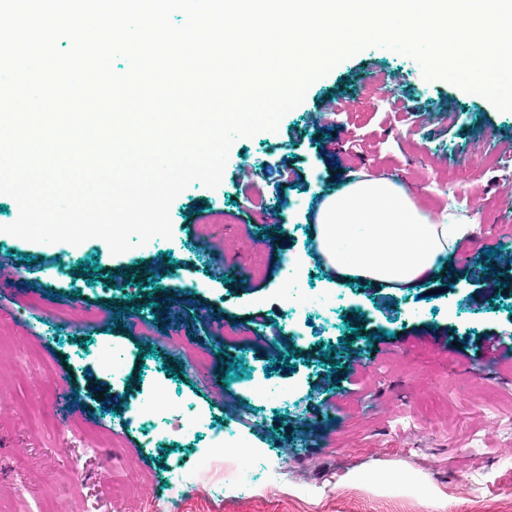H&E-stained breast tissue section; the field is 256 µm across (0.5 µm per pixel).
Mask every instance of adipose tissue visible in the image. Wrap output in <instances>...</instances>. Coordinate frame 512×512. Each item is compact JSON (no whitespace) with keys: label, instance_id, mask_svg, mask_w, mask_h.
I'll list each match as a JSON object with an SVG mask.
<instances>
[{"label":"adipose tissue","instance_id":"ef3b65f1","mask_svg":"<svg viewBox=\"0 0 512 512\" xmlns=\"http://www.w3.org/2000/svg\"><path fill=\"white\" fill-rule=\"evenodd\" d=\"M318 223L319 245L330 265L368 282H417L446 265L465 234L464 225L447 213L430 217L390 182L369 176L329 195Z\"/></svg>","mask_w":512,"mask_h":512}]
</instances>
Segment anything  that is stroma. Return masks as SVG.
<instances>
[{
	"label": "stroma",
	"instance_id": "1",
	"mask_svg": "<svg viewBox=\"0 0 512 512\" xmlns=\"http://www.w3.org/2000/svg\"><path fill=\"white\" fill-rule=\"evenodd\" d=\"M321 113L332 122L316 125ZM283 160L298 181L268 173ZM244 165L256 169L248 185ZM364 174L469 225L451 273L389 287L348 282L326 262L311 243L318 210ZM170 215V239L115 256L99 239L3 233L18 206L0 195V271L15 281L0 297V512H295L299 498L309 512H370L379 499L465 512L472 496L512 501V360L486 342L512 338V293L476 279L491 268L512 285L501 263L512 256V111L372 47L315 81L277 131L238 139L221 185L191 184ZM270 235L278 245L263 246ZM212 239L223 262L206 251ZM287 253L329 309L284 300ZM122 266L135 285L118 286ZM101 343L125 356V384L94 367ZM189 349L212 356L222 397L195 381ZM251 377L287 382L288 401H262L245 388ZM137 391L208 425L153 447L124 411ZM214 426L235 436L228 462L265 454L277 487L237 503L222 492L161 503L177 449L209 447Z\"/></svg>",
	"mask_w": 512,
	"mask_h": 512
}]
</instances>
